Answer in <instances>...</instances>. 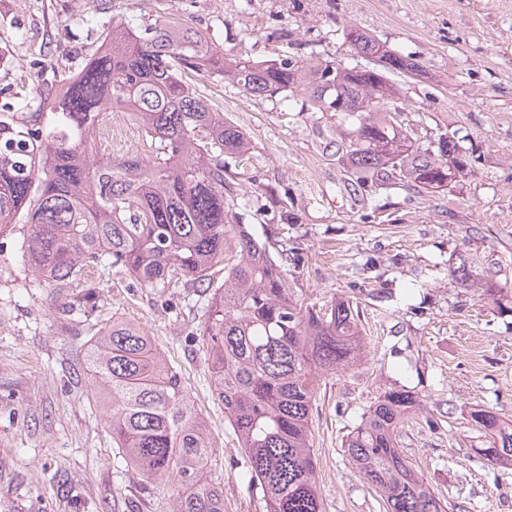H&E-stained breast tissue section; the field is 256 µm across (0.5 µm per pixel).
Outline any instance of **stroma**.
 <instances>
[{
    "instance_id": "obj_1",
    "label": "stroma",
    "mask_w": 512,
    "mask_h": 512,
    "mask_svg": "<svg viewBox=\"0 0 512 512\" xmlns=\"http://www.w3.org/2000/svg\"><path fill=\"white\" fill-rule=\"evenodd\" d=\"M182 18L224 52L364 67L346 34L359 28L415 73L392 80L420 128L448 126L480 158L453 193L352 186L337 161L336 120L299 102L252 97L219 78L189 81L245 133L230 159L238 211L271 251L295 250L288 274L307 303L357 307L368 356L321 381L311 412L325 512H384L343 444L381 393L421 400L399 446L453 512H512V468L477 453L471 409L512 420V0H0V117L34 102L46 60L77 73L113 21ZM21 225L0 229V512H170L171 486L121 467L100 406L88 398L93 332L119 318L144 329L180 372L217 449L224 512H265L241 477L242 450L214 400L199 338L206 304L193 288L159 292L102 259L60 313L19 250ZM503 286L508 313L481 290L454 287L459 253ZM96 304L81 307L87 290Z\"/></svg>"
}]
</instances>
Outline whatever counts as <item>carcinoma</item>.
I'll return each instance as SVG.
<instances>
[{
	"label": "carcinoma",
	"instance_id": "carcinoma-1",
	"mask_svg": "<svg viewBox=\"0 0 512 512\" xmlns=\"http://www.w3.org/2000/svg\"><path fill=\"white\" fill-rule=\"evenodd\" d=\"M350 33L357 53L376 60L360 73L291 56L254 62L218 49L186 21L114 23L77 74L49 82L44 72H57L56 64L40 67L38 109L0 120V227L25 216V261L53 288L59 311L73 310L66 289L105 256L144 287L208 295L199 336L211 390L244 453L248 487L267 512H325L310 414L321 378L364 357L362 330L348 301L319 311L306 304L269 241L242 223L224 157L242 155L248 140L184 75L207 72L252 96L286 91L312 112H334L341 100L340 158L356 182L451 191L478 160L474 148L445 126L435 128L436 143L419 142L393 112L389 81L419 65L365 31ZM114 107L135 117L149 154L114 159L97 150L103 115ZM450 276L457 288L478 281L465 255ZM88 361L92 398L125 467L146 480H174L172 512H224L204 424L150 336L114 318L95 331ZM416 404L409 391L392 388L347 435V454L384 512H448L398 448V430ZM470 422L485 438L479 454L512 467V424L483 408L470 412Z\"/></svg>",
	"mask_w": 512,
	"mask_h": 512
}]
</instances>
